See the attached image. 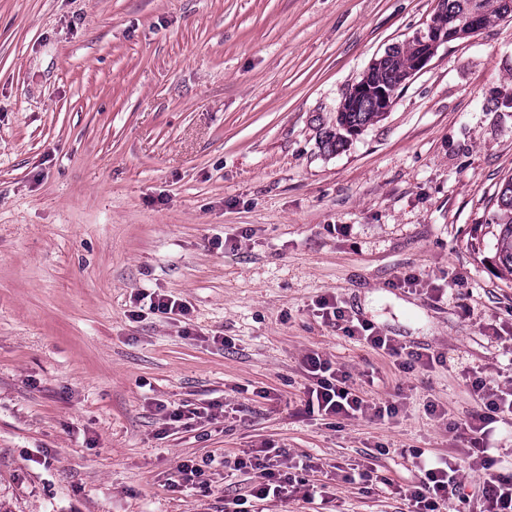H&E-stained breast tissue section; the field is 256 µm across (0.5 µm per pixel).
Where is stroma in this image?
I'll return each instance as SVG.
<instances>
[{"instance_id": "35a3bbf8", "label": "stroma", "mask_w": 512, "mask_h": 512, "mask_svg": "<svg viewBox=\"0 0 512 512\" xmlns=\"http://www.w3.org/2000/svg\"><path fill=\"white\" fill-rule=\"evenodd\" d=\"M438 2L0 0V512H407L412 450L462 457L467 377L512 380L485 225L512 176V18L320 146ZM329 294L436 362L403 372L322 318ZM310 351L398 413L310 412ZM267 445L321 497L225 480Z\"/></svg>"}]
</instances>
